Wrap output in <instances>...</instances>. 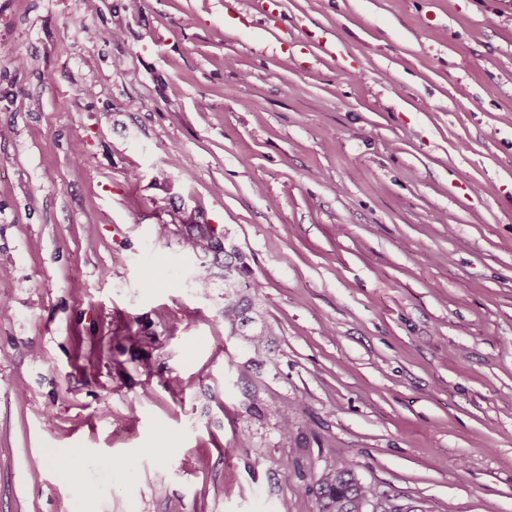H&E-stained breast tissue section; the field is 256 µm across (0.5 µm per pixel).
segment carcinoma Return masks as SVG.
I'll return each mask as SVG.
<instances>
[{
  "label": "carcinoma",
  "mask_w": 512,
  "mask_h": 512,
  "mask_svg": "<svg viewBox=\"0 0 512 512\" xmlns=\"http://www.w3.org/2000/svg\"><path fill=\"white\" fill-rule=\"evenodd\" d=\"M185 248L213 257L212 265H203L198 271L196 287L203 290L210 287L215 276L224 280V325L228 326L230 335L242 336L253 345L259 344L265 332L250 335L243 332L251 322L248 316L253 307L251 294L260 288L245 254L223 242V237L207 224L201 225L197 234L186 239ZM314 493L320 505L319 512H363L366 503L379 497L374 487L359 481L347 463L318 479Z\"/></svg>",
  "instance_id": "carcinoma-1"
}]
</instances>
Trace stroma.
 <instances>
[{
	"mask_svg": "<svg viewBox=\"0 0 512 512\" xmlns=\"http://www.w3.org/2000/svg\"><path fill=\"white\" fill-rule=\"evenodd\" d=\"M0 299V512H512V0H0ZM185 248L193 253L212 255L210 266L201 265L195 282L196 287L210 288L213 277L224 280V325L228 326L230 336H244L253 345L259 344L266 336L264 331L245 334L242 330L252 318L247 314L253 307L251 293H257L261 285L256 280L247 258L236 246L226 243L224 234L219 236L208 224H202L200 231L185 241ZM224 254V260L221 255ZM213 267L221 272L215 273ZM319 512H365L363 506L380 497L376 489L359 481L351 465H341L315 483Z\"/></svg>",
	"mask_w": 512,
	"mask_h": 512,
	"instance_id": "35a3bbf8",
	"label": "stroma"
}]
</instances>
